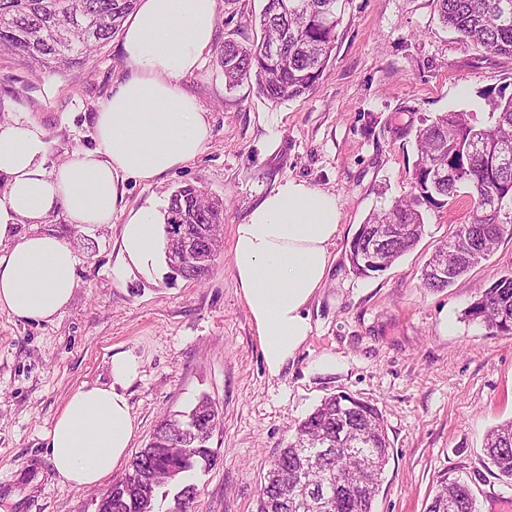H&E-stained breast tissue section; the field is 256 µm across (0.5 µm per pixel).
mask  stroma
I'll list each match as a JSON object with an SVG mask.
<instances>
[{
  "instance_id": "35a3bbf8",
  "label": "stroma",
  "mask_w": 512,
  "mask_h": 512,
  "mask_svg": "<svg viewBox=\"0 0 512 512\" xmlns=\"http://www.w3.org/2000/svg\"><path fill=\"white\" fill-rule=\"evenodd\" d=\"M216 34L184 86L209 116L212 136L192 162L156 182L126 181L108 224L68 223L57 213L19 234L61 238L77 258L65 310L37 323L0 310V512H95V488L58 484L46 432L82 385L110 380L113 354L141 364L126 396L132 450L158 422L211 399L221 421L209 446L216 462L198 472L194 512H255L263 476L289 428L329 395L346 393L381 412L390 457L373 512H425L438 481H466L478 512H499L512 486L486 467L487 432L512 420V335L465 312L480 291L512 272V236L448 288L431 291L421 271L469 206L430 209L419 243L385 271L356 275L348 259L359 224L410 196L415 144L396 139L398 120L460 111L485 121L486 89L512 92V57L493 55L445 28L436 0H348L336 47L306 95L272 105L249 87L227 91L217 53L225 40L259 37L248 26L263 0H217ZM120 36L86 64L31 71L0 56V122L45 129L48 164L95 147L98 105L125 75ZM334 193L343 233L336 261L309 310L313 331L278 377L264 366L230 270L234 225L280 182ZM192 184L224 201L222 248L207 277L164 269L154 281L118 282V240L130 209L167 205ZM336 364L321 370L317 360Z\"/></svg>"
}]
</instances>
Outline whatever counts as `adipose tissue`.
Here are the masks:
<instances>
[{"mask_svg":"<svg viewBox=\"0 0 512 512\" xmlns=\"http://www.w3.org/2000/svg\"><path fill=\"white\" fill-rule=\"evenodd\" d=\"M217 0H139L122 34L127 78L95 116L96 148L54 168L35 121L0 123V309L50 321L76 286V257L58 237L21 236L17 225L64 212L72 224H108L127 180L151 183L196 159L211 137L203 107L184 88L215 37ZM336 196L288 179L233 229L230 268L270 375H280L312 334L309 305L326 285L341 230ZM164 212L130 209L120 233L118 281L150 280L165 245ZM140 371L112 356L110 380L67 399L46 434L62 486L101 485L125 459L135 432L125 391Z\"/></svg>","mask_w":512,"mask_h":512,"instance_id":"obj_1","label":"adipose tissue"}]
</instances>
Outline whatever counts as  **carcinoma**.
<instances>
[{"label":"carcinoma","mask_w":512,"mask_h":512,"mask_svg":"<svg viewBox=\"0 0 512 512\" xmlns=\"http://www.w3.org/2000/svg\"><path fill=\"white\" fill-rule=\"evenodd\" d=\"M136 0H0V54L10 53L30 68L59 72L80 65L103 48L134 10ZM441 22L489 53L512 56V0H437ZM342 0H265L259 16L260 40L224 41L217 63L225 86L252 84L273 105L301 97L320 80L336 43ZM485 122L474 114L446 112L413 126L398 124V138L413 136L417 159L414 193L369 216L350 243V255L367 249L365 234L378 224L406 227L387 242L388 263L421 239L423 208L442 207L469 189L470 220L441 244L422 271L424 287H449L492 253L512 231V94L489 90ZM452 176L436 180L442 170ZM169 224H221L224 202L208 201L186 184L166 207ZM453 264L448 279L431 273L442 250ZM465 315L495 333L512 335V273L480 292ZM220 424L218 409L204 398L189 412L164 418L131 461L128 473L112 484V505L98 512H191L197 495L194 475L209 469V441ZM390 442L378 408L345 394L324 398L292 426L288 445L276 455V469L288 474L283 486L266 473L256 512H372ZM485 450L493 473L512 485V421L493 427ZM426 512H476L471 488L443 479Z\"/></svg>","instance_id":"cac0c4a2"}]
</instances>
